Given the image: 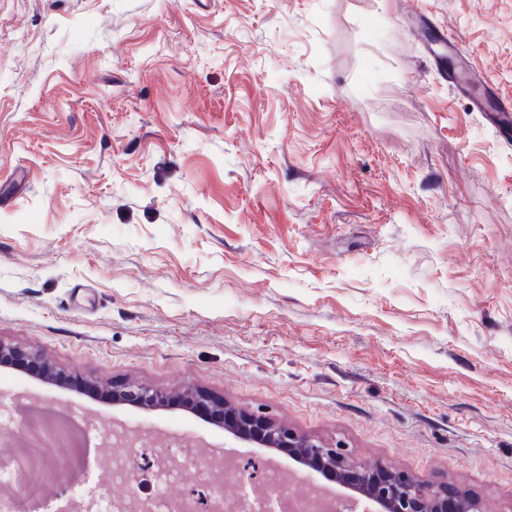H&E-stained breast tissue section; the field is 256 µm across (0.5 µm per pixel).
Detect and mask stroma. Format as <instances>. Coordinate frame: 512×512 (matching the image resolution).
Listing matches in <instances>:
<instances>
[{
	"mask_svg": "<svg viewBox=\"0 0 512 512\" xmlns=\"http://www.w3.org/2000/svg\"><path fill=\"white\" fill-rule=\"evenodd\" d=\"M512 97V0H0V339L118 387H192L366 467L512 512V138L423 26ZM325 480L172 408L0 367L18 400Z\"/></svg>",
	"mask_w": 512,
	"mask_h": 512,
	"instance_id": "obj_1",
	"label": "stroma"
}]
</instances>
